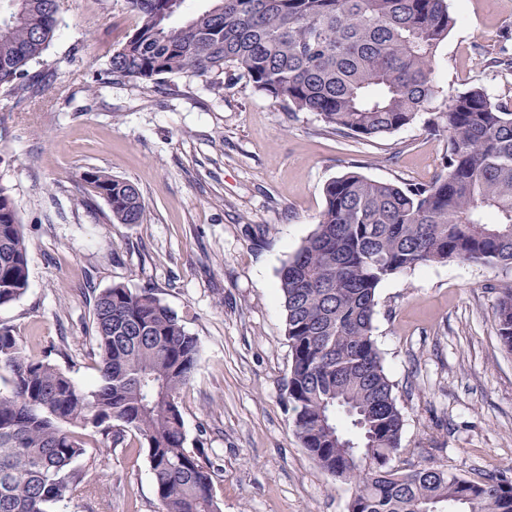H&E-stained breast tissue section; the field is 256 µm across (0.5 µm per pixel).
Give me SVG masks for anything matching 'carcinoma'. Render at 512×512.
<instances>
[{"label":"carcinoma","instance_id":"cac0c4a2","mask_svg":"<svg viewBox=\"0 0 512 512\" xmlns=\"http://www.w3.org/2000/svg\"><path fill=\"white\" fill-rule=\"evenodd\" d=\"M0 87L20 104L54 73L43 68L59 0H5ZM187 0H126L138 24L108 55V81L154 91L162 75L242 72L255 91L311 112L336 133L376 139L430 111L440 45L457 23L448 0H210L182 22ZM445 173L402 185L348 171L323 189L315 229L283 263L279 296L291 366L284 399L311 458L353 488L349 512H512V474L475 478L444 468L401 472L404 416L376 341L377 290L390 276L433 263L512 268V110L480 86L450 95ZM85 196L106 201L114 224H143L130 181L82 175ZM28 246L11 195L0 187V306L29 289ZM494 321L512 352V281L495 283ZM87 388L35 356L0 326V512H51L90 495L74 462L87 438L106 452L127 434L147 448L156 512H222L204 442L187 447L180 394L197 337L152 288L123 284L95 295Z\"/></svg>","mask_w":512,"mask_h":512}]
</instances>
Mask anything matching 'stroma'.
I'll return each mask as SVG.
<instances>
[{
	"label": "stroma",
	"instance_id": "1",
	"mask_svg": "<svg viewBox=\"0 0 512 512\" xmlns=\"http://www.w3.org/2000/svg\"><path fill=\"white\" fill-rule=\"evenodd\" d=\"M458 18L438 51V83L483 87L512 107V0H450ZM45 60L55 75L31 101L0 96V185L19 211L30 286L0 307L38 356L82 387L95 380L88 288H151L200 346L180 402L188 442L203 439L218 470L223 512H348L352 488L332 480L293 433L283 387L291 364L278 272L313 231L323 187L355 170L430 182L447 138L428 115L368 141L329 132L225 70L224 93L204 79L164 76L154 92L101 83L109 52L132 31L125 0H61ZM103 170L133 182L142 224H116L103 199L82 205L81 177ZM263 225L268 243L251 230ZM512 271L455 261L399 273L378 288L374 337L404 414L395 468L423 465L472 477L512 471V353L495 329L491 285ZM79 465L95 498L54 512H153L147 451L134 436L104 464Z\"/></svg>",
	"mask_w": 512,
	"mask_h": 512
}]
</instances>
